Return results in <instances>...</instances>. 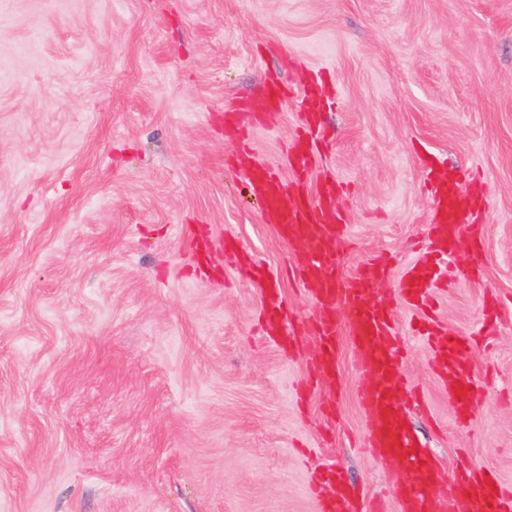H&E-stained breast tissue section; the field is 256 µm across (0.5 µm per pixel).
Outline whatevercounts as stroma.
Segmentation results:
<instances>
[{"mask_svg": "<svg viewBox=\"0 0 512 512\" xmlns=\"http://www.w3.org/2000/svg\"><path fill=\"white\" fill-rule=\"evenodd\" d=\"M309 76L336 136L315 174L352 228L339 285L389 267L373 297L404 347V425L443 477L512 483V0H0V512H316L326 462L359 512H400L349 336L320 382L310 335L261 333L247 275L267 265L289 313L320 318L225 123ZM299 108L247 138L287 179ZM423 149L486 178L481 271L462 248L437 291L479 387L464 422L396 291L432 251Z\"/></svg>", "mask_w": 512, "mask_h": 512, "instance_id": "1", "label": "stroma"}]
</instances>
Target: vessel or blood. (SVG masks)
<instances>
[{"instance_id":"1","label":"vessel or blood","mask_w":512,"mask_h":512,"mask_svg":"<svg viewBox=\"0 0 512 512\" xmlns=\"http://www.w3.org/2000/svg\"><path fill=\"white\" fill-rule=\"evenodd\" d=\"M287 95L276 84L258 95L230 107V126L238 134L247 133L253 123L276 114ZM324 99L316 92L306 94L301 114L303 133L292 144L285 161L297 178H304L314 164L313 145L323 136L321 108ZM241 169L251 176L254 192L266 204V216L280 237L287 241L294 265L304 283L312 286L323 307L313 330L320 346V364L326 376L335 372L339 326L331 309L342 304L347 312V330L354 336L358 350L353 358L365 381L357 389L374 458L400 459L407 476L400 483L402 512H512V486L497 481L482 468H473L464 480H441L435 466L403 424L399 397L403 373L399 347L393 334L390 305L373 302L369 291L388 272L386 265L373 261L359 272L345 294L337 292L338 271L335 246L351 231L343 222L326 223L335 209L336 184L324 181L318 196L289 188L253 150L238 155ZM428 178L435 209L429 226L434 243L432 261L418 262L405 270L398 281L401 302L415 307L417 317L411 324L418 336L434 353L435 368L441 378L451 379L448 396L459 414H468L475 394L472 381L462 380L466 369V345L442 327L435 315V290L447 282L452 260L468 230L461 219L477 214L484 204L479 185L469 184L466 173L455 168L430 165ZM252 279L265 291L264 330L268 336L284 341L299 335V327L286 326L279 286L270 271L256 265ZM317 512H356L352 497L336 466H328L320 475L315 490Z\"/></svg>"}]
</instances>
